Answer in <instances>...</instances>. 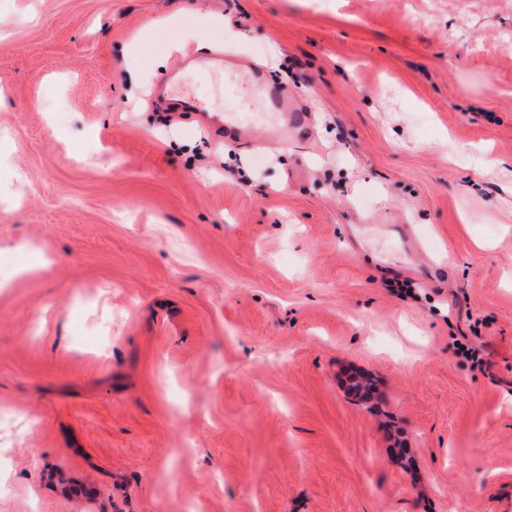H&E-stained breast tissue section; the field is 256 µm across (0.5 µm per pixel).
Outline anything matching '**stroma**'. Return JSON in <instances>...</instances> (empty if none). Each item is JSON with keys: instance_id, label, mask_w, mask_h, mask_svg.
I'll list each match as a JSON object with an SVG mask.
<instances>
[{"instance_id": "stroma-1", "label": "stroma", "mask_w": 512, "mask_h": 512, "mask_svg": "<svg viewBox=\"0 0 512 512\" xmlns=\"http://www.w3.org/2000/svg\"><path fill=\"white\" fill-rule=\"evenodd\" d=\"M0 512H512V0H0Z\"/></svg>"}]
</instances>
